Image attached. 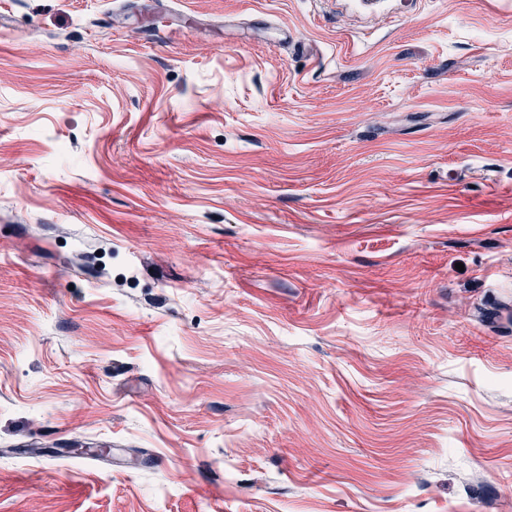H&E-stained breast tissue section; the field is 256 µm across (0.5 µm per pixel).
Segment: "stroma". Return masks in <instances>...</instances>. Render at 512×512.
Masks as SVG:
<instances>
[{
  "label": "stroma",
  "mask_w": 512,
  "mask_h": 512,
  "mask_svg": "<svg viewBox=\"0 0 512 512\" xmlns=\"http://www.w3.org/2000/svg\"><path fill=\"white\" fill-rule=\"evenodd\" d=\"M0 512H512V0H0Z\"/></svg>",
  "instance_id": "obj_1"
}]
</instances>
